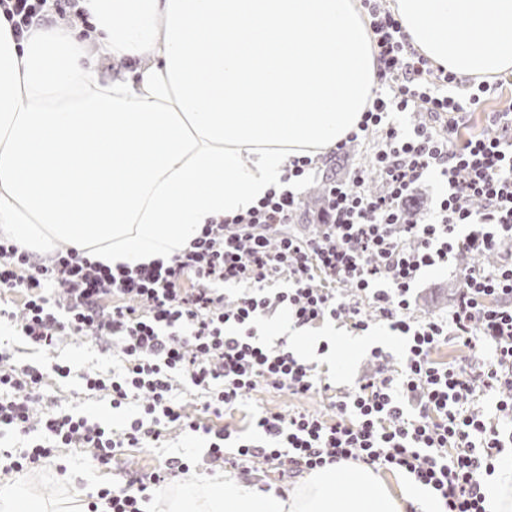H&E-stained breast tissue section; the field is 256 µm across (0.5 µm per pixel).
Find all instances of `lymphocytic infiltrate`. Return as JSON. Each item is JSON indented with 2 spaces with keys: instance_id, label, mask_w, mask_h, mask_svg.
Returning a JSON list of instances; mask_svg holds the SVG:
<instances>
[{
  "instance_id": "f902f5d3",
  "label": "lymphocytic infiltrate",
  "mask_w": 512,
  "mask_h": 512,
  "mask_svg": "<svg viewBox=\"0 0 512 512\" xmlns=\"http://www.w3.org/2000/svg\"><path fill=\"white\" fill-rule=\"evenodd\" d=\"M77 2L0 0V10L20 34L47 11L73 13ZM361 6L378 86L349 138L377 132L382 141L349 184L327 187V207L306 236L287 228L300 209L295 187L315 165L309 157L290 162L283 187L246 213L204 225L167 263L111 268L65 246L40 262L0 235V323L45 351L66 336L113 341L120 369L109 377L86 371L82 389L113 408L136 407L119 429L60 406L36 414L46 373L65 378L70 367L21 364L0 345V434L22 440L0 449V473L34 468L61 448L88 450L109 469L124 449L159 442L174 425L190 438L206 435L205 451L169 459L138 479L136 490L101 488L88 512L102 502L109 512H144L156 489L193 467L265 466L293 478L342 460L408 473L434 491L442 512H484L476 475L493 473L512 447V260L463 267L446 317L416 320L412 299L425 269L512 243V113H490L487 132L453 145L460 113L480 108L491 84L458 77L412 49L386 0ZM396 112L426 119L404 132L390 120ZM433 174L444 190L429 222L406 223L401 202ZM375 180L383 193L370 192ZM241 283L251 291L227 302L224 285ZM275 315L299 327L330 318L361 331L371 319L386 321L407 338L400 368L359 377L332 401L329 419L258 413L256 441L186 414L174 393L188 386L204 392L205 409L218 418L261 387L302 396L328 391L285 345L258 342L260 321ZM451 341L462 356L434 361ZM477 346L487 358L470 357Z\"/></svg>"
}]
</instances>
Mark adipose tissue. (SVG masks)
Wrapping results in <instances>:
<instances>
[{"instance_id":"ef3b65f1","label":"adipose tissue","mask_w":512,"mask_h":512,"mask_svg":"<svg viewBox=\"0 0 512 512\" xmlns=\"http://www.w3.org/2000/svg\"><path fill=\"white\" fill-rule=\"evenodd\" d=\"M92 36L134 67L114 78L82 26L16 35L0 13V230L38 250L65 242L110 267L170 260L209 220L246 212L289 162L355 131L378 81L357 0H80ZM412 47L478 79L512 72V0H395ZM486 512H512V465L479 474ZM167 512H440L342 461L284 493L189 478ZM23 485L0 512H81Z\"/></svg>"}]
</instances>
